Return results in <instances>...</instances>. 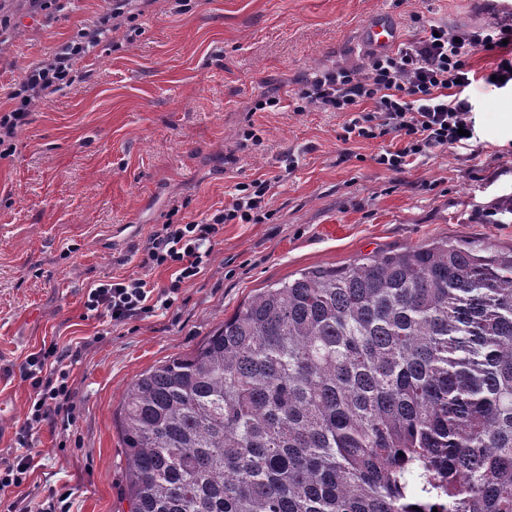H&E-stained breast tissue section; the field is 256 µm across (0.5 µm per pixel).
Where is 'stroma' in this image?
<instances>
[{
    "instance_id": "35a3bbf8",
    "label": "stroma",
    "mask_w": 512,
    "mask_h": 512,
    "mask_svg": "<svg viewBox=\"0 0 512 512\" xmlns=\"http://www.w3.org/2000/svg\"><path fill=\"white\" fill-rule=\"evenodd\" d=\"M106 0H65L48 16L0 0V108L26 71L92 24ZM391 15L402 40L417 22L471 28L512 18L486 0H151L133 25L84 60L81 80L36 102L14 152L0 158V404L8 415L0 461L12 458L30 386L22 364L43 343L71 347L69 424L43 427L30 446L40 466L17 494L39 508L49 490L66 512H127L126 457L112 414L138 375L195 351L252 294L314 267H341L370 252L451 238L512 248V91L477 84L478 138L379 168L392 137L353 145L344 112L293 111L299 79L366 60L360 31ZM279 93L285 108L253 111ZM260 139L241 142L247 125ZM296 166L283 174L286 158ZM269 180V220L228 224L211 263L173 305L114 327L86 310L88 286L163 270L141 265L142 244L170 210L202 220L236 183Z\"/></svg>"
}]
</instances>
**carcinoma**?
<instances>
[{"label": "carcinoma", "mask_w": 512, "mask_h": 512, "mask_svg": "<svg viewBox=\"0 0 512 512\" xmlns=\"http://www.w3.org/2000/svg\"><path fill=\"white\" fill-rule=\"evenodd\" d=\"M128 512H512V248L315 267L139 375Z\"/></svg>", "instance_id": "carcinoma-1"}]
</instances>
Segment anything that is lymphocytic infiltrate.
Masks as SVG:
<instances>
[{"label":"lymphocytic infiltrate","instance_id":"1","mask_svg":"<svg viewBox=\"0 0 512 512\" xmlns=\"http://www.w3.org/2000/svg\"><path fill=\"white\" fill-rule=\"evenodd\" d=\"M137 0H109L106 13L76 39L27 70L10 92L12 105L0 110V158L9 156L16 131L28 122L38 100L70 87L77 65L110 41L113 31L139 16ZM421 35L383 52L367 55L364 70L340 67L303 79L293 97L294 111L313 107L346 112L343 141L393 135L404 145L375 155L383 170L402 171L411 159L469 146L475 129L476 100L471 86L479 81L495 88L512 87V22L455 29L423 23ZM480 52L495 57L491 73L478 74L472 65ZM267 182L238 183L231 202L202 221L157 225L143 244L144 267L168 271L166 283L145 277H114L90 286L84 306L109 317L112 325L168 309L186 284L207 268L218 238L228 224H258L267 219ZM69 349L58 343L41 346L27 356L24 368L31 393L15 442L23 452L0 467V489L21 487L38 467L29 452L33 430L68 417L73 390Z\"/></svg>","mask_w":512,"mask_h":512}]
</instances>
